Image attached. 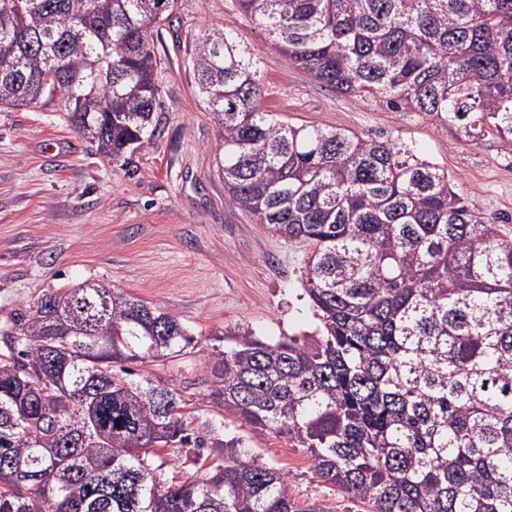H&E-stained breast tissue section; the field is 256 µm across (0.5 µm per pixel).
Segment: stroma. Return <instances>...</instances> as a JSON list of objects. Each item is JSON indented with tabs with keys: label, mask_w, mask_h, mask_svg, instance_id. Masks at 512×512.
<instances>
[{
	"label": "stroma",
	"mask_w": 512,
	"mask_h": 512,
	"mask_svg": "<svg viewBox=\"0 0 512 512\" xmlns=\"http://www.w3.org/2000/svg\"><path fill=\"white\" fill-rule=\"evenodd\" d=\"M211 26L232 29L256 62L263 109L297 126L410 146L447 170L471 210L512 234V141L460 142L430 116L319 84L239 11L237 0H178L162 23L153 114L161 134L130 163L98 155L59 100L0 105V328L48 289L88 279L163 308L197 346L184 358L132 369L183 386L184 417L194 425L217 416L200 367L225 331L244 328L275 340L310 336L318 326L303 288L313 245L263 230L218 173V126L190 58L193 41ZM221 433L240 437L249 459L286 473L290 496L319 501L328 512H358L286 436L229 415ZM161 459L166 477L202 479L221 456L208 449Z\"/></svg>",
	"instance_id": "obj_1"
}]
</instances>
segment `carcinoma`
Segmentation results:
<instances>
[{
	"mask_svg": "<svg viewBox=\"0 0 512 512\" xmlns=\"http://www.w3.org/2000/svg\"><path fill=\"white\" fill-rule=\"evenodd\" d=\"M288 60L341 94L423 112L457 140L512 139V0H237ZM175 0H0V104L60 92L114 161L156 137L152 45ZM191 62L220 127L224 187L262 229L315 246L314 336L241 329L202 366L218 416L285 435L366 512H512V239L448 171L393 140L261 108L226 28ZM0 512H326L219 439L205 479L156 449L207 447L171 379L180 320L102 280L50 290L0 334Z\"/></svg>",
	"mask_w": 512,
	"mask_h": 512,
	"instance_id": "cac0c4a2",
	"label": "carcinoma"
}]
</instances>
